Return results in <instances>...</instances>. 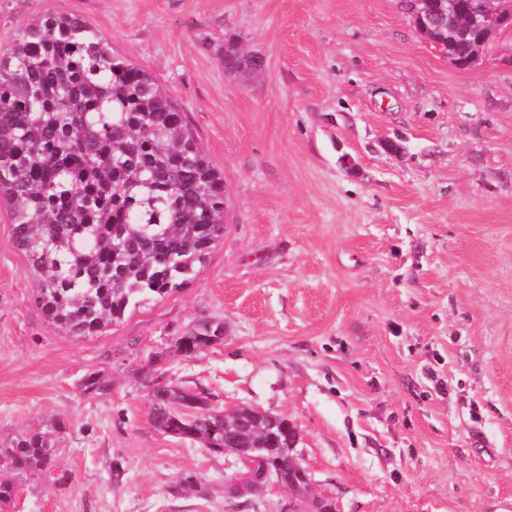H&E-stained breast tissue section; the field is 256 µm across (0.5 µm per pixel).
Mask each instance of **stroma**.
<instances>
[{"label": "stroma", "instance_id": "35a3bbf8", "mask_svg": "<svg viewBox=\"0 0 512 512\" xmlns=\"http://www.w3.org/2000/svg\"><path fill=\"white\" fill-rule=\"evenodd\" d=\"M49 10L186 112L224 235L179 292L73 337L0 204V439L64 424L56 469L0 512H230L224 457L155 431L140 379L203 318L223 343L170 356L166 381L295 424L336 512H512V32L458 68L398 0H0V50ZM231 35L262 73L225 74ZM93 371L108 394L83 393Z\"/></svg>", "mask_w": 512, "mask_h": 512}]
</instances>
